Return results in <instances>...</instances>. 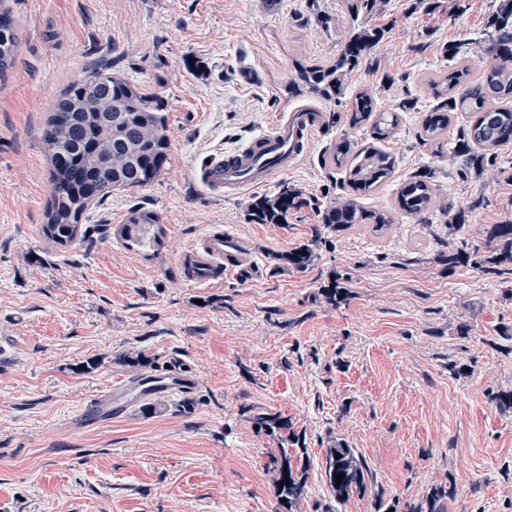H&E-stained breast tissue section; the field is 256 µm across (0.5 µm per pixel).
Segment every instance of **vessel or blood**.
I'll use <instances>...</instances> for the list:
<instances>
[{"label": "vessel or blood", "instance_id": "obj_1", "mask_svg": "<svg viewBox=\"0 0 512 512\" xmlns=\"http://www.w3.org/2000/svg\"><path fill=\"white\" fill-rule=\"evenodd\" d=\"M320 123V115L299 109L278 120L270 130L227 155L212 157L195 172L196 179L216 195L237 194L267 183L276 173L294 167L305 142ZM245 241L217 230L200 237L183 260L186 276L208 282L220 275L242 273L246 265Z\"/></svg>", "mask_w": 512, "mask_h": 512}]
</instances>
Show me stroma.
<instances>
[{
    "instance_id": "35a3bbf8",
    "label": "stroma",
    "mask_w": 512,
    "mask_h": 512,
    "mask_svg": "<svg viewBox=\"0 0 512 512\" xmlns=\"http://www.w3.org/2000/svg\"><path fill=\"white\" fill-rule=\"evenodd\" d=\"M497 0H384L368 25L385 35L347 78L402 121L385 148L389 181L364 204L390 208L398 184L428 166L440 200L464 208L456 244L484 241L512 221V143L502 170L460 178L450 150L420 145L437 99L422 74L447 68L444 49L467 40L470 80L489 59L482 31ZM21 30L0 77V512H281L271 457L277 441L252 421L288 420L302 435L309 493L292 512H375L453 485L442 512H512V413L492 397L512 389V274L437 263L442 238L400 219L381 237L333 233L309 209L259 224L250 206L282 187L340 196L328 150L348 123L320 126L304 158L265 185L218 196L194 171L300 107L333 103L291 93L302 64L334 63L344 41L340 0H10ZM105 68L168 101V163L153 184L115 190L84 223L93 246L46 245L50 200L41 133L53 101ZM482 205L468 210L470 200ZM164 227L159 251L127 247L117 230L134 206ZM245 239L253 275L193 284L179 260L212 225ZM313 246L314 262L289 267ZM342 279L348 301L323 288ZM468 325V337L457 333ZM462 365V372L451 369ZM175 387L131 397L89 424L112 388L147 377ZM357 448L373 489L343 503L321 462L334 441Z\"/></svg>"
}]
</instances>
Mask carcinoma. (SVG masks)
<instances>
[{
    "label": "carcinoma",
    "mask_w": 512,
    "mask_h": 512,
    "mask_svg": "<svg viewBox=\"0 0 512 512\" xmlns=\"http://www.w3.org/2000/svg\"><path fill=\"white\" fill-rule=\"evenodd\" d=\"M6 0H0V75L13 63L19 40L18 29ZM378 0H342L350 35L336 58L327 65L303 66L295 88L348 107L349 125L370 126L372 142L360 145L347 137L336 142L331 160L342 174L345 197L322 204L304 200L287 186L272 198H260L252 204L254 219L260 224H286L288 213L303 206L317 212L321 223L333 232L361 230L373 235L385 232L399 217L423 221L436 199L434 172H415L396 189L393 206L384 211L369 210L361 197L386 181L395 168L394 157L382 148L400 125V113L381 112L376 98L367 89L346 95L345 75L356 67L382 38L383 30L366 26L365 17L373 14ZM486 53L492 60L482 77L465 82L469 75L468 47L464 42L444 49L451 64L446 70L421 77L423 90L440 100V105L423 116L420 143L442 148L455 114L469 115L466 128L452 146L461 175L481 173L498 165L497 148L512 142V0H499L488 20ZM167 102L163 96L136 87L119 76L92 71L71 83L56 100L42 132L52 164L51 199L46 224L41 232L47 242L67 245L79 239L91 246L94 234L105 228L82 227L86 209L100 202L117 188L140 189L151 185L168 162L166 135ZM124 241L159 249L163 246V228L158 214L144 207L130 211L117 230ZM314 250L304 245L288 254V265L305 269L314 261ZM438 261L453 269L470 265L483 273L512 274V222L491 224L486 228L483 245L468 251L450 246ZM325 299L335 305L346 302L348 289L334 282L322 289ZM255 424L266 428L278 440L279 454L273 458L277 471L275 490L280 506L290 510L309 492V464H299L306 449H294L300 437L277 416L254 415ZM325 484L341 502L354 493H364L372 484L371 471L358 450L336 440L322 461ZM343 475L341 483L336 476ZM451 487H435L425 499L407 505L406 512H442L443 500L452 497Z\"/></svg>",
    "instance_id": "1"
}]
</instances>
